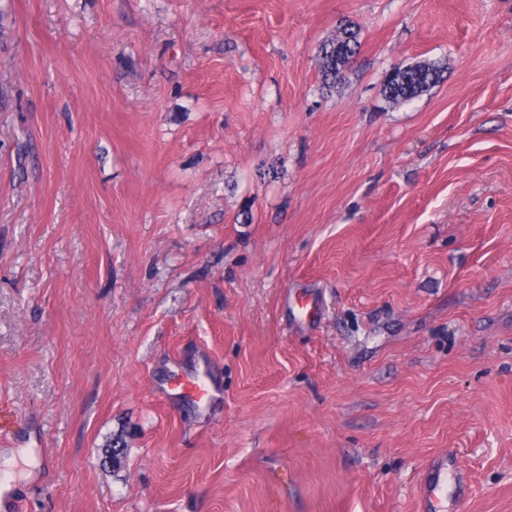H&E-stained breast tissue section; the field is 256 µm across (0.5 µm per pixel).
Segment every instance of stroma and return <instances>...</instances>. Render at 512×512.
Returning a JSON list of instances; mask_svg holds the SVG:
<instances>
[{"instance_id":"stroma-1","label":"stroma","mask_w":512,"mask_h":512,"mask_svg":"<svg viewBox=\"0 0 512 512\" xmlns=\"http://www.w3.org/2000/svg\"><path fill=\"white\" fill-rule=\"evenodd\" d=\"M1 408L28 512H512V0H0ZM359 48V32L348 27L339 29L334 37L323 41L318 50V57L322 77L327 84L335 85L345 81L346 72L353 66L349 60L358 54ZM441 77L442 69L435 62L397 65L386 76L383 93L388 102L403 104L428 92ZM176 388L180 393L194 400L200 406H207L211 401L214 390L205 376H197L183 380L178 374L174 376ZM448 470L453 473L451 495L460 500L465 495L467 483L463 469L453 453L443 454L430 460L422 469L416 485V495L422 512H435L434 501L442 479L448 476Z\"/></svg>"}]
</instances>
